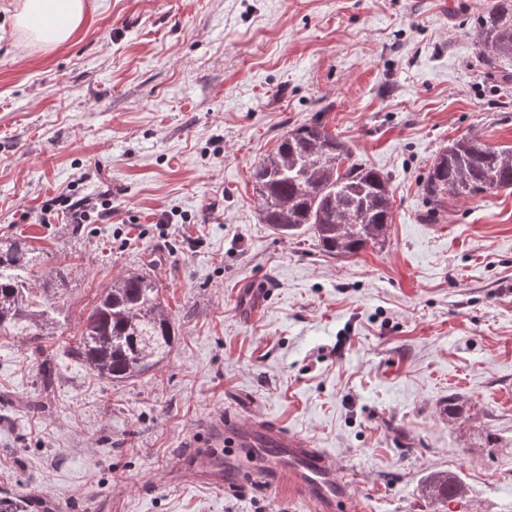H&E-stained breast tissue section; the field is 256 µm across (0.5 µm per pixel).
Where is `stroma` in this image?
I'll list each match as a JSON object with an SVG mask.
<instances>
[{
  "instance_id": "obj_1",
  "label": "stroma",
  "mask_w": 512,
  "mask_h": 512,
  "mask_svg": "<svg viewBox=\"0 0 512 512\" xmlns=\"http://www.w3.org/2000/svg\"><path fill=\"white\" fill-rule=\"evenodd\" d=\"M56 46L0 0V242L66 268L40 358L0 336V493L33 512H316L289 480L240 494L164 475L220 417L322 448L365 512H512V189L423 218L441 148L512 146V63L479 62L486 0H86ZM320 119L390 181L385 241L322 253L261 223L251 171ZM82 209L87 222L73 228ZM145 272L171 355L122 383L61 352ZM435 470L464 501L422 496Z\"/></svg>"
}]
</instances>
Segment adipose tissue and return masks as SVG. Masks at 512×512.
Segmentation results:
<instances>
[{
    "label": "adipose tissue",
    "instance_id": "1",
    "mask_svg": "<svg viewBox=\"0 0 512 512\" xmlns=\"http://www.w3.org/2000/svg\"><path fill=\"white\" fill-rule=\"evenodd\" d=\"M84 11V0H22L14 26L29 41L54 46L72 36Z\"/></svg>",
    "mask_w": 512,
    "mask_h": 512
}]
</instances>
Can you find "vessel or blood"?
Segmentation results:
<instances>
[{
	"instance_id": "vessel-or-blood-1",
	"label": "vessel or blood",
	"mask_w": 512,
	"mask_h": 512,
	"mask_svg": "<svg viewBox=\"0 0 512 512\" xmlns=\"http://www.w3.org/2000/svg\"><path fill=\"white\" fill-rule=\"evenodd\" d=\"M259 440L286 462L290 479L317 504L319 512H334L340 500L344 501L348 512H360L361 506L350 484L336 475L332 455L311 447L306 439L270 421L240 425L231 434L225 433L223 424H214L208 430L206 444H194L179 451L170 478L178 485L196 483L223 488L224 449L229 446L235 449L237 458L256 480H263V468L254 456V446Z\"/></svg>"
}]
</instances>
